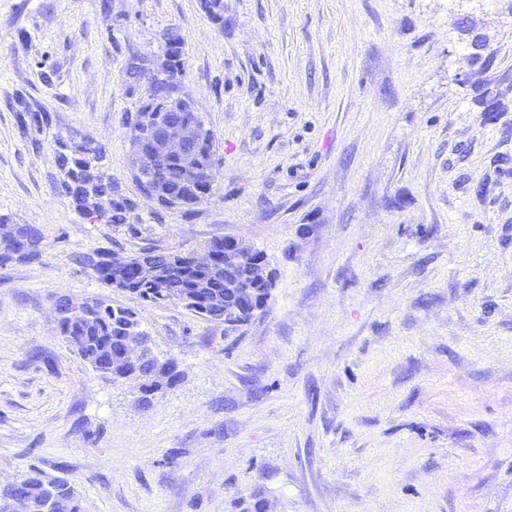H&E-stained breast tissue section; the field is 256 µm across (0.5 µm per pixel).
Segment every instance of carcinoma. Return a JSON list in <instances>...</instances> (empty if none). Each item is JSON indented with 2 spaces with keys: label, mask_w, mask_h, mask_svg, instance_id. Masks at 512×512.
I'll return each mask as SVG.
<instances>
[{
  "label": "carcinoma",
  "mask_w": 512,
  "mask_h": 512,
  "mask_svg": "<svg viewBox=\"0 0 512 512\" xmlns=\"http://www.w3.org/2000/svg\"><path fill=\"white\" fill-rule=\"evenodd\" d=\"M184 62L181 55H176L170 70L164 77H159L149 71L141 76L149 84L148 101L142 104L138 111L150 112L157 116L164 115L168 107V97L161 93L160 83L176 82L183 75ZM187 120L203 132V136L193 140L192 148L179 156L154 163L158 171L156 182L152 187L168 193L180 201V206L190 208L202 202L210 194L216 180L215 155L216 141L214 133L207 128L202 117L197 112L186 113ZM101 148L92 139L81 144L72 143L64 146V151L57 154L56 161L63 173L61 182L62 193L69 199L74 210L84 216L93 214L94 203L106 199L109 206L106 211L97 214L110 224H123L133 203L126 198L112 197L114 187L112 179L107 177L99 167ZM193 171L199 180L191 185L183 181L184 174ZM19 232L29 237L34 244L32 259L41 256L40 244L43 240L42 229L29 224L17 226ZM141 256L166 258L170 262V273L161 283L135 281L125 278V273L112 269V265L102 261L93 267L97 278L111 287L117 279H126L122 291L135 295L140 299L155 303H180L185 308L210 321L236 322L233 302L235 290L238 288H257L259 297L266 299L269 292L266 288L256 286L249 277V266H241L236 273L228 274L219 269H197L184 263L178 251H161L145 249L139 252ZM134 312L127 308L112 307L95 303L91 315L72 322H59L60 333L63 337L80 336L81 345L75 348L77 355L94 365L95 351L109 349L112 351V372L118 376L123 371V365L118 358L122 345V326ZM27 486V497L30 503L28 512H45L48 502L58 506L57 512H80L79 504L75 503L73 488L63 480L54 481V487H49L38 470L24 479ZM235 512H266L265 500L255 495L249 498H237L232 502Z\"/></svg>",
  "instance_id": "obj_1"
}]
</instances>
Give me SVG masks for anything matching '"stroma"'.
<instances>
[{
	"mask_svg": "<svg viewBox=\"0 0 512 512\" xmlns=\"http://www.w3.org/2000/svg\"><path fill=\"white\" fill-rule=\"evenodd\" d=\"M173 28L174 92L216 138L189 209L145 195L124 125ZM84 137L126 223L59 190ZM0 215L44 234L0 266V486L37 469L82 512H512V0H224L220 25L201 0H0ZM224 235L276 273L234 329L85 262ZM64 297L135 311L176 382L94 371Z\"/></svg>",
	"mask_w": 512,
	"mask_h": 512,
	"instance_id": "stroma-1",
	"label": "stroma"
}]
</instances>
